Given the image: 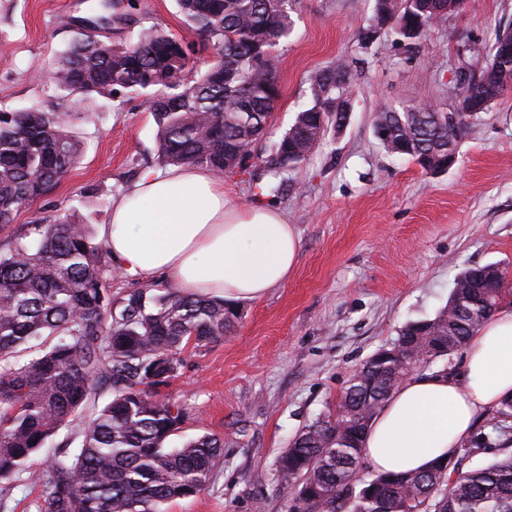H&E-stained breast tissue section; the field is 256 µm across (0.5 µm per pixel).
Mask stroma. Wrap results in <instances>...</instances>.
I'll list each match as a JSON object with an SVG mask.
<instances>
[{
	"label": "stroma",
	"mask_w": 512,
	"mask_h": 512,
	"mask_svg": "<svg viewBox=\"0 0 512 512\" xmlns=\"http://www.w3.org/2000/svg\"><path fill=\"white\" fill-rule=\"evenodd\" d=\"M98 3L0 0V111L60 104L47 72L82 21L99 15ZM373 6H293L291 32L276 49L280 98L259 149L269 150L288 129L309 102L311 78L340 58L351 66L350 117L278 177L252 166L224 179L237 203L273 199L299 233L300 258L285 284L239 303L231 332L185 347L177 375L157 389L186 411L170 447L206 432L224 440L209 484L165 512H288L293 490L277 459L298 432L329 414L353 371L407 322L433 317L465 268L495 263L512 273V92L472 121L454 165L438 176L388 154L372 132L376 113L399 103L451 107L462 46L512 30V0H466L410 45L387 33L359 43ZM120 10L127 24L101 28L98 39L129 42L154 25L190 44L194 72L209 67L211 51L187 26L178 0H123ZM75 130L85 145L80 162L18 212L12 232L52 214L101 226L113 201L144 174L163 170L157 126L141 95L99 98L78 115ZM274 179L282 192L272 198L263 187ZM84 191L96 193L99 206L83 207ZM0 512H45L42 484L29 474L0 480Z\"/></svg>",
	"instance_id": "stroma-1"
}]
</instances>
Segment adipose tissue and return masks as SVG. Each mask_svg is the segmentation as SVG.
Returning <instances> with one entry per match:
<instances>
[{"mask_svg":"<svg viewBox=\"0 0 512 512\" xmlns=\"http://www.w3.org/2000/svg\"><path fill=\"white\" fill-rule=\"evenodd\" d=\"M100 237L127 277L163 276L181 293L237 304L287 282L300 237L275 206L236 204L200 166L145 174L112 204ZM459 376L417 373L374 418L364 443L372 470H424L466 441L512 396V310L470 338Z\"/></svg>","mask_w":512,"mask_h":512,"instance_id":"1","label":"adipose tissue"}]
</instances>
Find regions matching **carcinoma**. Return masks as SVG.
Instances as JSON below:
<instances>
[{
  "mask_svg": "<svg viewBox=\"0 0 512 512\" xmlns=\"http://www.w3.org/2000/svg\"><path fill=\"white\" fill-rule=\"evenodd\" d=\"M459 0H375L362 44L384 12L402 24L388 32L415 42L430 26L456 13ZM188 24L223 52L188 80L190 47L152 26L130 44L98 46L91 31L60 54L54 85L66 105L55 110L0 112V226L48 194L81 160L76 115L100 97L128 90L150 99L158 158L165 166L205 167L216 176L247 153L269 171L303 162L330 131L343 129L352 97L344 61L310 82V104L267 154L256 151L280 97L275 51L291 26L289 0H179ZM473 44L481 70L461 71L448 113L408 106L379 112L374 136L389 154L407 156L430 175L448 170V149L477 116L467 102L490 108L512 90V61L497 46ZM472 268L456 279L448 304L430 318L407 323L388 350L347 380L329 416L306 426L280 455L285 484H296L297 512H512V453L470 466L476 448L416 473L360 474L372 420L393 391L422 367L463 348L497 311L507 279L476 288ZM238 311L222 299L157 294L132 288L112 296V256L93 228L68 214L48 215L0 251V480L26 470L76 412L106 391L79 448L47 454L39 477L46 512H162L174 499L207 485L223 457L224 439L203 433L168 447L184 422L183 407L159 399L181 365L182 350L230 332Z\"/></svg>",
  "mask_w": 512,
  "mask_h": 512,
  "instance_id": "cac0c4a2",
  "label": "carcinoma"
}]
</instances>
